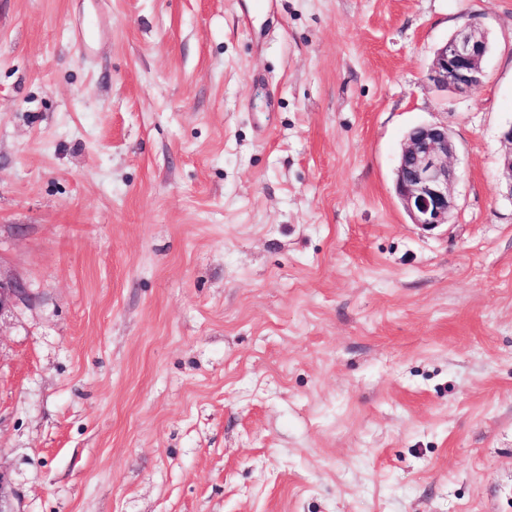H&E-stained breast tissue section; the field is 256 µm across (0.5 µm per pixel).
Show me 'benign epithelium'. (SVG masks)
<instances>
[{"mask_svg": "<svg viewBox=\"0 0 512 512\" xmlns=\"http://www.w3.org/2000/svg\"><path fill=\"white\" fill-rule=\"evenodd\" d=\"M490 50L488 31L475 16L467 17L434 52L428 79L440 92L471 93L483 85V63ZM501 139L509 145L502 163L504 188L512 197V124ZM455 145L444 124L419 125L407 132L395 171V191L411 223L432 230L454 214L455 172L450 159ZM24 286L0 278V312L22 295Z\"/></svg>", "mask_w": 512, "mask_h": 512, "instance_id": "benign-epithelium-1", "label": "benign epithelium"}]
</instances>
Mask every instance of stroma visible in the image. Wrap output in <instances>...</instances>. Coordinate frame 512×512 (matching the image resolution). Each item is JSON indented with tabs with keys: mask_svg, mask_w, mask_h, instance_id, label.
Wrapping results in <instances>:
<instances>
[{
	"mask_svg": "<svg viewBox=\"0 0 512 512\" xmlns=\"http://www.w3.org/2000/svg\"><path fill=\"white\" fill-rule=\"evenodd\" d=\"M465 14L484 83L437 91ZM510 124L512 0H0L15 512H512ZM455 145L447 125H419L407 132L395 171V191L411 224L432 230L454 214Z\"/></svg>",
	"mask_w": 512,
	"mask_h": 512,
	"instance_id": "1",
	"label": "stroma"
}]
</instances>
